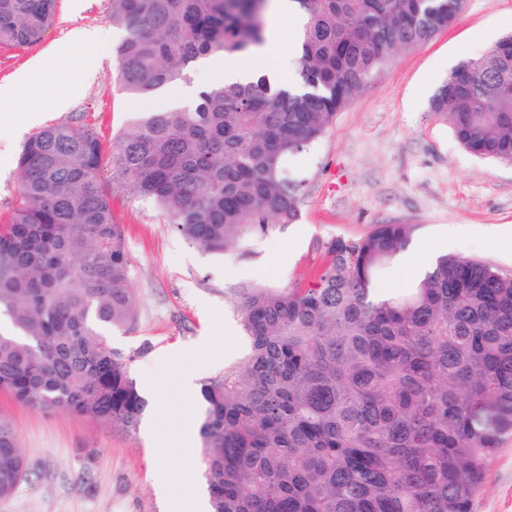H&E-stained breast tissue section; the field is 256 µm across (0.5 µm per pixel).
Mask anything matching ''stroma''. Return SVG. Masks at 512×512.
<instances>
[{"instance_id": "stroma-1", "label": "stroma", "mask_w": 512, "mask_h": 512, "mask_svg": "<svg viewBox=\"0 0 512 512\" xmlns=\"http://www.w3.org/2000/svg\"><path fill=\"white\" fill-rule=\"evenodd\" d=\"M111 0H59L53 25L38 43L0 46V82L9 80L72 31L106 34L96 74L63 112L45 125L93 128L105 142L129 127L142 102L126 97L115 75ZM512 33V0H467L464 11L354 95L326 134L284 165L298 183L299 217L271 238L248 235L252 257L240 261L181 238L152 203L116 193L135 295L133 323L109 332L137 386L156 388L152 436L65 412L36 413L0 391L27 459V476L0 500V512H194L199 439L182 442L184 421H198V393L178 387L183 373L198 382L243 360L247 342L230 300L253 282L312 287L328 241L357 240L383 224L413 227L410 248L426 256L477 260L512 276V161L483 160L466 151L430 101L464 58L485 53ZM36 128L16 130L0 112V222L8 220L20 181L18 159ZM474 512H512V434L487 460Z\"/></svg>"}]
</instances>
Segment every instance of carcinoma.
Wrapping results in <instances>:
<instances>
[{
  "instance_id": "obj_1",
  "label": "carcinoma",
  "mask_w": 512,
  "mask_h": 512,
  "mask_svg": "<svg viewBox=\"0 0 512 512\" xmlns=\"http://www.w3.org/2000/svg\"><path fill=\"white\" fill-rule=\"evenodd\" d=\"M298 84L221 80L195 101L144 111L105 151L68 123L30 139L0 224V390L36 412L138 427L146 407L106 329L134 298L112 191L152 202L187 242L245 258L298 217L283 166L317 142L395 55L450 25L465 0H295ZM58 0H0V44L37 42ZM267 0H112L121 90L147 102L202 58L265 42ZM431 112L485 159L512 160V34L460 62ZM409 224L333 239L313 288L233 290L240 364L202 383L199 465L210 512H473L486 461L512 433V276L436 259L383 281ZM26 475L0 417V498Z\"/></svg>"
}]
</instances>
